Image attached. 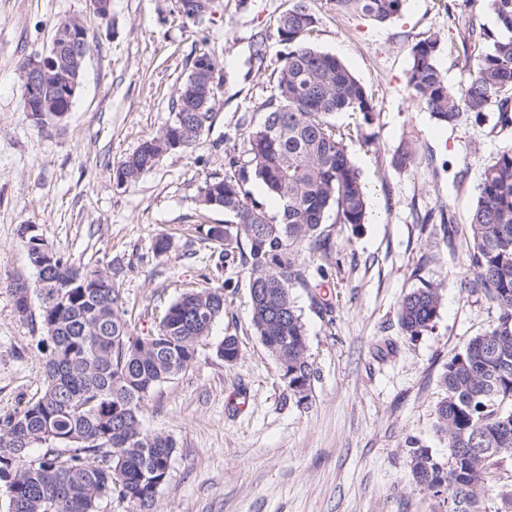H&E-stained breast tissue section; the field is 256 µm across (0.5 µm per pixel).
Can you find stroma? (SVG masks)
<instances>
[{
	"instance_id": "35a3bbf8",
	"label": "stroma",
	"mask_w": 512,
	"mask_h": 512,
	"mask_svg": "<svg viewBox=\"0 0 512 512\" xmlns=\"http://www.w3.org/2000/svg\"><path fill=\"white\" fill-rule=\"evenodd\" d=\"M293 3L215 0L193 21L177 0H112L104 20L91 16L88 0H0V277L33 279L22 229L34 227L70 263L112 278L140 336L183 293L215 277L227 282L224 316L195 362L144 406L145 429L176 441L157 512H443L439 498L413 483L408 451L415 444L447 460L435 415L443 367L499 316L468 291L465 256L482 167L512 146V128L496 130L489 116L444 129L411 98L407 77L412 45L434 34L441 73L464 84L462 24L491 28L495 17L484 0H406L380 24L308 0L319 19L315 45L374 91L377 106L372 142L347 144L372 216L327 225L333 251L307 267L316 290L294 291L315 371L300 404L251 324L246 273L219 263L218 245L201 232L226 215L198 202L229 158H246L242 118L259 116L274 92L285 52L274 32ZM75 17L87 22L91 52L70 111L42 128L22 110L21 66ZM204 50L219 79L208 127L193 148L117 185L116 167L172 121L176 91ZM406 138L416 160L393 169L391 155ZM428 213L450 219L452 242L439 224L423 223ZM161 236L171 242L163 254L154 250ZM424 282L441 288L442 308L412 338L400 327V301ZM40 334L0 288V415L43 390ZM227 336L240 348L231 363L217 353Z\"/></svg>"
}]
</instances>
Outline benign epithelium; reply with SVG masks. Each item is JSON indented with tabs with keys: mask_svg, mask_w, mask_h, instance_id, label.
<instances>
[{
	"mask_svg": "<svg viewBox=\"0 0 512 512\" xmlns=\"http://www.w3.org/2000/svg\"><path fill=\"white\" fill-rule=\"evenodd\" d=\"M212 10V0H190L184 5L182 13L191 17L205 15ZM88 54L86 36L72 25H60L54 38V49L50 55H35L23 66L25 97L28 100V110L31 118L38 126L48 124L47 109L51 106V86L54 85L55 74L67 67L77 70L84 63ZM197 69L207 75V89L214 94L219 80L216 77L217 66L209 57L200 62Z\"/></svg>",
	"mask_w": 512,
	"mask_h": 512,
	"instance_id": "1",
	"label": "benign epithelium"
}]
</instances>
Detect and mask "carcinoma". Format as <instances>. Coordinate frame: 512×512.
Returning <instances> with one entry per match:
<instances>
[{
  "label": "carcinoma",
  "instance_id": "obj_1",
  "mask_svg": "<svg viewBox=\"0 0 512 512\" xmlns=\"http://www.w3.org/2000/svg\"><path fill=\"white\" fill-rule=\"evenodd\" d=\"M406 0H331L339 13H360L385 23ZM496 28L467 26L463 40L467 81L451 86L437 67L441 51L431 34L411 48L408 89L432 119L454 129L468 118L497 113L496 125L512 127V0H489ZM318 19L308 0H295L279 19L276 40L288 47L277 70L276 92L247 119L248 160L231 157L224 178L205 182L200 198L224 211L226 224L205 229L222 246L219 259L238 262L247 274L251 322L277 361L288 389L302 402L315 372L293 291L310 288L307 261L333 250L322 225L364 224L369 200L346 141L367 143L376 112L374 95L336 56L310 41ZM55 109L74 101L60 77ZM215 98L174 101V118L145 140L114 170L119 185L136 182L161 157L190 148L211 119ZM355 118L354 131L336 116ZM415 152L400 143L391 166L406 169ZM258 183L279 204L268 214L254 198ZM471 210L468 285L495 303V325L473 336L448 359L441 375L444 396L436 417L448 439L443 462L427 448L409 450L416 485L442 498L447 512H480L483 496H500L512 512V489H498L493 469L512 459V148L483 165ZM33 283L0 280L17 312L31 311L36 295L45 354L46 385L24 407L0 415V496L5 512H100L112 498L132 512H155L176 449L169 435L143 428L146 401L162 384L188 368L213 324L224 317L225 285L182 294L167 307L155 331L136 336L124 297L100 270L76 267L57 254L44 262L34 235L25 236ZM442 290L414 288L402 299L400 324L406 335L422 334L442 306ZM230 363L238 342L226 336L217 349Z\"/></svg>",
  "mask_w": 512,
  "mask_h": 512
}]
</instances>
